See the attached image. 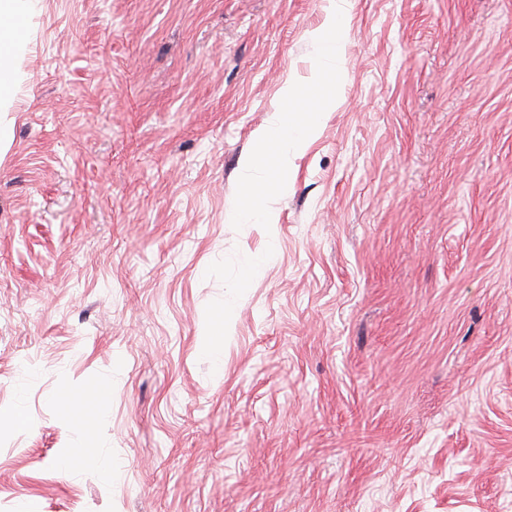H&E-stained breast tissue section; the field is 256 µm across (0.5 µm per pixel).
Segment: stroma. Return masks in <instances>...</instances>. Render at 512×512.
I'll list each match as a JSON object with an SVG mask.
<instances>
[{"mask_svg": "<svg viewBox=\"0 0 512 512\" xmlns=\"http://www.w3.org/2000/svg\"><path fill=\"white\" fill-rule=\"evenodd\" d=\"M330 7L40 0L0 155V416L32 422L0 423V512H512V0H350L277 223L236 221Z\"/></svg>", "mask_w": 512, "mask_h": 512, "instance_id": "35a3bbf8", "label": "stroma"}]
</instances>
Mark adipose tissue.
Wrapping results in <instances>:
<instances>
[{"instance_id":"1","label":"adipose tissue","mask_w":512,"mask_h":512,"mask_svg":"<svg viewBox=\"0 0 512 512\" xmlns=\"http://www.w3.org/2000/svg\"><path fill=\"white\" fill-rule=\"evenodd\" d=\"M40 0H0V149H8L13 123L7 118L14 97L24 81L15 68L27 44L18 28L20 21L36 15ZM346 0H333L323 29L311 34L316 55L314 83L307 101H299L291 83H284L279 96L288 104L289 113H275L259 138L260 155L245 158L244 170H253L258 161H265L269 172L259 184L243 191L237 214L241 220L274 224L278 221L275 200L288 187V153L301 151L317 134L322 113L336 106L341 85L343 57V25Z\"/></svg>"}]
</instances>
